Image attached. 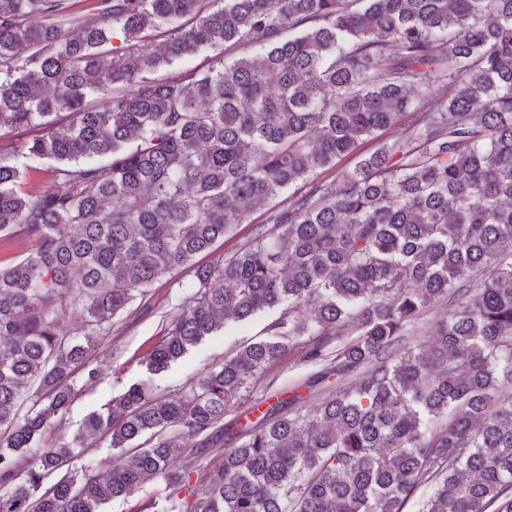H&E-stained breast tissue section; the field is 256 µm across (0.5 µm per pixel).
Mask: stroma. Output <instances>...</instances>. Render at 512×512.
<instances>
[{
  "label": "stroma",
  "instance_id": "35a3bbf8",
  "mask_svg": "<svg viewBox=\"0 0 512 512\" xmlns=\"http://www.w3.org/2000/svg\"><path fill=\"white\" fill-rule=\"evenodd\" d=\"M191 281V274L184 272L156 284L151 291L150 313L113 336L111 353L98 355L100 376L96 384L85 385L83 375L75 374V398L68 413L45 435V443L70 440L87 415L102 410L112 396L132 383L148 378L158 393L176 392L186 383L200 379L207 369L222 363L243 344L264 336L271 314H260L244 323L228 322L223 331L207 337L169 370L149 375L146 359L160 335L162 317L190 295Z\"/></svg>",
  "mask_w": 512,
  "mask_h": 512
}]
</instances>
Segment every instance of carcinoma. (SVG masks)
I'll return each instance as SVG.
<instances>
[{
  "mask_svg": "<svg viewBox=\"0 0 512 512\" xmlns=\"http://www.w3.org/2000/svg\"><path fill=\"white\" fill-rule=\"evenodd\" d=\"M9 133L29 138L0 144V243L25 245L0 265V512H106L155 482L170 512H405L421 488L418 512H512V0H0ZM185 270L151 374L281 313L200 382L133 383L36 447L100 337ZM294 357L336 389L245 398ZM102 438L126 462L74 468ZM288 196V192L286 194H284L282 197H280L279 199H276L274 201H271L265 205H261L259 206L250 216V219H249V223H246V224H242L237 232V236L236 237H233V238H224V242L223 241H219L215 246H214V249H215V252L214 254H211V255H202L198 258L199 260V263H207L209 262L212 257L214 255H218V254H221V253H228L230 251H232L235 246H236V243L243 240L244 237L247 236V234L249 233L250 231V224H260L262 222H266V218L268 217V215L270 214L271 210H269L274 204H276L278 201L282 200L283 198L287 197Z\"/></svg>",
  "mask_w": 512,
  "mask_h": 512,
  "instance_id": "1",
  "label": "carcinoma"
}]
</instances>
